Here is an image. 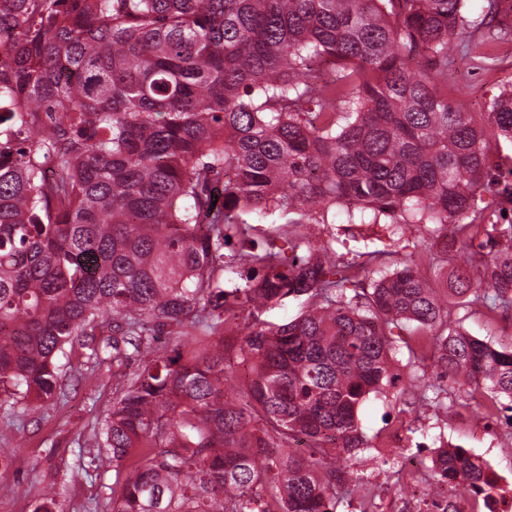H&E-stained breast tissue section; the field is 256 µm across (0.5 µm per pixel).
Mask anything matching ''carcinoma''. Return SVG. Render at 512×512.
I'll list each match as a JSON object with an SVG mask.
<instances>
[{"instance_id":"obj_1","label":"carcinoma","mask_w":512,"mask_h":512,"mask_svg":"<svg viewBox=\"0 0 512 512\" xmlns=\"http://www.w3.org/2000/svg\"><path fill=\"white\" fill-rule=\"evenodd\" d=\"M465 2L0 0V403L59 398L76 336L137 363L90 458L108 512H336L396 329L430 330L451 383L414 371L402 394L448 410L482 385L512 411V345L451 325L419 264L372 276V253L310 233L338 207L401 238L450 225L456 306L512 308V166L493 159L512 89L481 121L441 91ZM232 236L261 246L237 261ZM196 324L211 349L158 354ZM236 360L253 378L229 398ZM448 476L498 489L464 448L435 461Z\"/></svg>"}]
</instances>
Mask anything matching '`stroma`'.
<instances>
[{"label":"stroma","instance_id":"obj_1","mask_svg":"<svg viewBox=\"0 0 512 512\" xmlns=\"http://www.w3.org/2000/svg\"><path fill=\"white\" fill-rule=\"evenodd\" d=\"M470 9L472 25L466 41L472 58L467 61L457 56L449 61L448 94L466 95L472 111L485 112L490 100L512 84V0H496L492 6L487 0H473ZM312 232L313 242H331L337 253L348 257L376 253L380 269L402 263L429 237L422 227L410 240L399 242L390 225L348 224L341 218L333 224L313 225ZM451 316L463 318L464 328L478 338L494 344L512 342V317L491 318L478 308L467 318L455 308ZM413 349L424 353L420 368L428 378H435L436 358L425 335L410 336L408 344L398 345L390 359L392 374L407 379ZM88 354L81 341H74L70 362L62 371L65 393L60 399L36 411L20 412L12 420L0 415V448L10 454L9 468L0 475V512H34L44 488L59 470L78 473L61 500L63 512H102L112 477L96 475L87 462L96 449L95 436L112 408L120 378L114 375L111 363H93ZM483 402L484 393L479 389L450 411L402 396L398 387L391 385L369 394L357 414L369 448L361 453L353 471L347 472L352 493L338 504L336 512H359L362 501L375 495L386 498L400 489L392 472L385 473L384 482H376V474L383 471L374 455L399 427L408 444L449 439L512 482V432L484 428Z\"/></svg>","mask_w":512,"mask_h":512}]
</instances>
